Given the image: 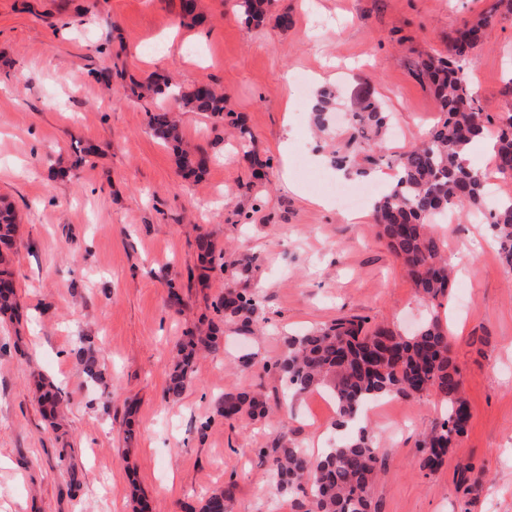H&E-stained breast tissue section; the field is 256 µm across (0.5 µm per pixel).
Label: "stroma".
<instances>
[{
    "mask_svg": "<svg viewBox=\"0 0 512 512\" xmlns=\"http://www.w3.org/2000/svg\"><path fill=\"white\" fill-rule=\"evenodd\" d=\"M493 0H274L285 29L247 27L233 0H0V197L18 216L9 269L20 324L0 321V512H197L204 494L233 486L231 512H293L257 455L270 436L327 447L352 436L335 427L336 406L318 391L278 405L279 381L263 370L286 336L358 315L414 331L431 308L415 292L363 203L348 220L313 176L328 164L290 167L301 149L343 143V127L316 137L301 120L284 74L307 73L346 93L366 86L397 118L384 150L401 153L441 118L413 75L419 53L447 52L448 37ZM114 65L138 82L161 76L224 90L253 148L270 163L254 180L232 128L199 112L181 115L186 148L207 153L200 180L184 179L174 151L148 129L151 100H126L121 81L96 82ZM512 16L482 38L469 81L483 112L512 114ZM86 165L72 169L79 150ZM458 276L439 310L471 407L467 436L444 465L419 468L417 440L440 413L432 394L389 399L366 424L387 463L374 488L379 512H512V272L498 261L488 224L461 217L435 228ZM225 258L257 256L261 335L226 333L220 355H200L180 400L165 395L186 331L213 317L220 270L202 269L198 234ZM182 305H172L171 291ZM92 336L104 367L88 377L73 355ZM250 358L243 369L239 360ZM69 400L61 430L44 421L36 381ZM260 390L269 412L227 420L217 398ZM482 468V492L467 504L454 466Z\"/></svg>",
    "mask_w": 512,
    "mask_h": 512,
    "instance_id": "stroma-1",
    "label": "stroma"
}]
</instances>
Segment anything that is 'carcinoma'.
<instances>
[{"instance_id": "carcinoma-1", "label": "carcinoma", "mask_w": 512, "mask_h": 512, "mask_svg": "<svg viewBox=\"0 0 512 512\" xmlns=\"http://www.w3.org/2000/svg\"><path fill=\"white\" fill-rule=\"evenodd\" d=\"M273 0H236L239 14L248 25L259 27L268 18ZM512 15V0H497L478 12L455 31L452 53L443 56L425 52L415 62V77L429 86L442 119L420 142L398 154L393 163L395 182L372 203L373 219L381 237L394 252L411 278L416 293L426 302L449 297L453 270L443 254L440 239L432 230L438 218L452 208L488 211L501 265L512 271V200L490 208L486 174L467 162L471 145L484 138L489 121L467 79V71L486 29ZM150 95L163 102L173 99L184 109L224 119V93L208 84L190 87L175 85L159 77L143 85L127 86V97L138 101ZM340 93L334 86L319 88L313 97L312 122L320 132H328ZM392 113L369 91L352 97L348 112L347 138L342 146L328 151V165L346 175L365 177L384 161L382 140L390 133ZM151 134L164 144L181 141L182 132L175 113L161 104L148 113ZM244 157L253 175L261 178L269 163L250 149L251 132L243 122L235 124ZM493 158L497 173L512 177V114L496 130ZM179 168L187 177H200L208 169L210 157L186 150L177 154ZM17 219L11 207L0 206V317L17 310L16 291L8 270L16 243ZM198 256L223 272H231L235 283L212 302L216 319L207 329L188 332L177 350L169 374L166 394L178 401L192 382L194 362L200 351L219 354L224 350V333L253 336L258 332L259 291L248 286L255 258L224 259L213 240L200 235L195 240ZM76 357L87 374L102 378L98 361L87 337H78ZM267 373L277 377L284 392L296 398L323 387L331 388L336 399L335 425L356 423L367 403L388 398L419 399L426 393L441 402V417L418 442L420 470L433 474L448 457L450 448L467 436L471 418L461 370L452 357L451 337L438 313L430 314L410 335H402L382 325H368L367 319L345 315L328 325L284 340L277 358L265 364ZM50 417L56 418L67 406L58 392L43 393ZM267 397L260 391L226 392L217 399V414L226 420L263 418ZM258 456L270 462L273 486L291 500L295 512H378L373 488L385 467L379 451L364 426L356 435L336 441L318 457H312L301 443L283 431L258 449ZM471 463L456 466L458 489L466 495L479 491ZM233 493L229 487L214 488L200 503L199 512H228Z\"/></svg>"}]
</instances>
